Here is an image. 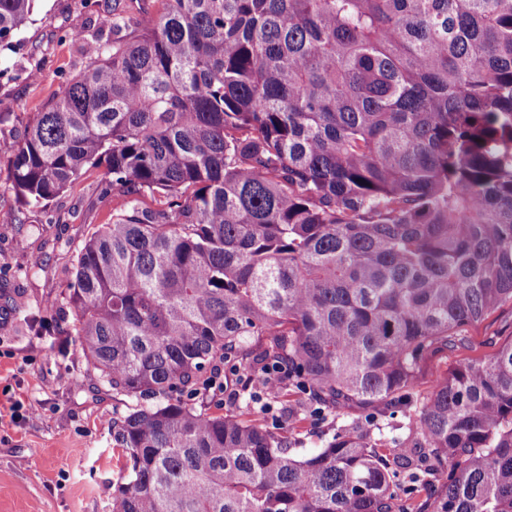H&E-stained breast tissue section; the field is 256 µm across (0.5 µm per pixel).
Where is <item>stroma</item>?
Wrapping results in <instances>:
<instances>
[{
    "mask_svg": "<svg viewBox=\"0 0 512 512\" xmlns=\"http://www.w3.org/2000/svg\"><path fill=\"white\" fill-rule=\"evenodd\" d=\"M163 0H35L8 48H0V512H109L120 465L113 417L134 400L97 388L75 318L35 327L38 307L73 278L78 253L125 206L99 192L102 171L83 175L47 208L22 205L9 179L13 146L60 86L89 65L84 42L106 41L113 12L135 18ZM512 336V303L467 328L462 347L424 361L417 392L446 370L491 354ZM367 428L357 409L288 430L291 452L322 447L340 427Z\"/></svg>",
    "mask_w": 512,
    "mask_h": 512,
    "instance_id": "35a3bbf8",
    "label": "stroma"
}]
</instances>
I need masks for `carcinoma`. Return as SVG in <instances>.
I'll use <instances>...</instances> for the list:
<instances>
[{"instance_id": "1", "label": "carcinoma", "mask_w": 512, "mask_h": 512, "mask_svg": "<svg viewBox=\"0 0 512 512\" xmlns=\"http://www.w3.org/2000/svg\"><path fill=\"white\" fill-rule=\"evenodd\" d=\"M165 2L86 43L10 175L26 206L100 168L126 199L42 304L155 399L112 419V512H512V336L410 397L512 302V0ZM32 8L0 0V43ZM221 383L232 411L187 400ZM295 391L404 406L406 498L372 430L290 455Z\"/></svg>"}]
</instances>
